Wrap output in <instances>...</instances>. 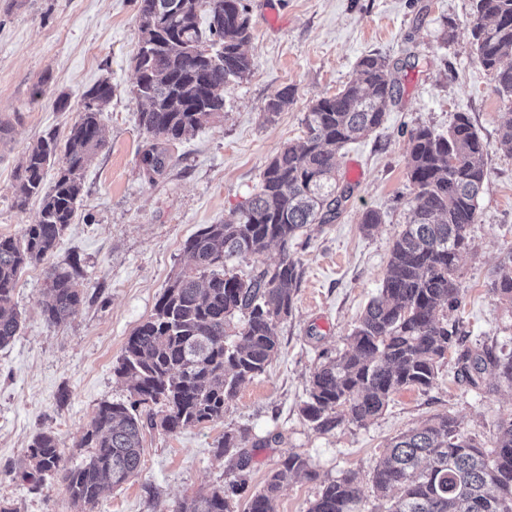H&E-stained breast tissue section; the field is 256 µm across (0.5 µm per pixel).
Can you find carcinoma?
I'll return each mask as SVG.
<instances>
[{
  "mask_svg": "<svg viewBox=\"0 0 512 512\" xmlns=\"http://www.w3.org/2000/svg\"><path fill=\"white\" fill-rule=\"evenodd\" d=\"M470 21L476 57L493 76L512 109V0H475ZM206 27L200 26L201 15ZM141 35L134 94L145 103L140 125L149 142L140 155L152 179L167 169V145L193 133L224 111V92L250 70L243 45L251 38L242 0H138ZM207 43L212 54L199 52ZM397 93L394 67L367 55L356 77L331 97L313 103L298 146L283 147L264 168L254 194L222 224H208L185 243L191 264L164 288L151 316L129 336L115 374L129 382L132 401L101 403L78 447L87 455L63 463L61 442L41 432L27 448L21 478L38 488L58 476L76 512H92L105 490L120 487L141 467L144 421L137 407L158 405L161 417L147 422L165 432L213 422L242 384L265 372L278 356V327L292 314L301 272L288 244L311 224H331L352 189L336 179V155L350 141L383 124ZM112 97L102 80L84 95L79 118L61 135L53 130L28 148L16 171L17 204L40 201L37 219L20 237H0V348L21 328L13 296L21 271L43 261L72 222L82 191V172L107 145L99 106ZM293 95L283 89L269 99V119ZM496 147L512 156V118L498 132ZM487 144L459 112L448 133L426 126L408 139L407 177L412 187L410 220L396 235L381 293L372 299L348 336L349 346L311 374L301 413L318 432L346 420L364 426L403 388L426 391L438 366L458 343L447 311L458 303L457 262L477 221L479 195L488 171ZM59 164L44 190L47 169ZM277 244V264L243 278L238 266ZM43 315L59 325L84 302L77 262L46 271ZM489 291L512 306V249L500 260ZM466 379L479 386L491 370L512 386V350L487 346L459 356ZM272 437L226 431L217 451L234 461L228 488H215L178 503L174 512H275L284 480L316 476L306 455L292 452L271 469L263 487L237 510L233 497L245 487L252 448ZM373 489L384 512H512V413L501 418L486 449L462 432L454 417L436 415L395 438L376 461ZM361 489L344 475L322 486L307 512H359Z\"/></svg>",
  "mask_w": 512,
  "mask_h": 512,
  "instance_id": "carcinoma-1",
  "label": "carcinoma"
}]
</instances>
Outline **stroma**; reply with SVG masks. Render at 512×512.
Segmentation results:
<instances>
[{
	"mask_svg": "<svg viewBox=\"0 0 512 512\" xmlns=\"http://www.w3.org/2000/svg\"><path fill=\"white\" fill-rule=\"evenodd\" d=\"M252 36L244 51L249 73L230 85L224 110L170 148L167 170L148 179L140 154L148 139L138 123L135 58L137 0H0V235L21 236L39 200L15 204V172L27 148L78 117L83 95L112 85L99 119L108 144L86 166L75 216L53 253L25 268L14 300L18 336L0 349V498L19 512H75L60 481L40 490L20 479L37 433L61 441L67 464L79 462L77 443L98 405L125 402L128 385L114 369L132 331L153 312L169 280L189 263L185 241L220 224L253 193L284 145L300 143L316 100L335 95L366 55L396 66L398 92L384 123L349 142L337 156L340 181L354 193L335 223L312 227L287 249L270 246L243 263V273L274 265L289 252L302 271L294 310L279 326L280 352L266 372L241 385L224 417L173 434L145 428L139 475L107 491L94 512H173L179 501L223 486L231 463L216 446L225 431L275 435L253 452L248 491L259 489L282 456H308L317 479L287 480L276 512H306L322 484L353 475L361 512L377 505L372 468L397 436L447 413L461 430L490 443L512 412V388L484 373L478 385L461 376L457 352L443 360L428 392L404 388L366 425L341 422L320 433L302 418L309 378L336 356L358 317L382 286L390 248L412 199L406 174L409 133L426 125L447 131L468 115L489 148L488 178L479 198L469 246L458 262L461 288L451 316L463 344L512 349V307L488 290L504 252L512 249V156L495 146L512 114L477 62L470 19L474 0H244ZM293 103L274 120L263 108L284 88ZM67 96L68 107L57 100ZM374 210L381 224L364 233ZM78 259L85 302L66 322L48 324L41 311L45 273ZM66 403H59V394Z\"/></svg>",
	"mask_w": 512,
	"mask_h": 512,
	"instance_id": "35a3bbf8",
	"label": "stroma"
}]
</instances>
